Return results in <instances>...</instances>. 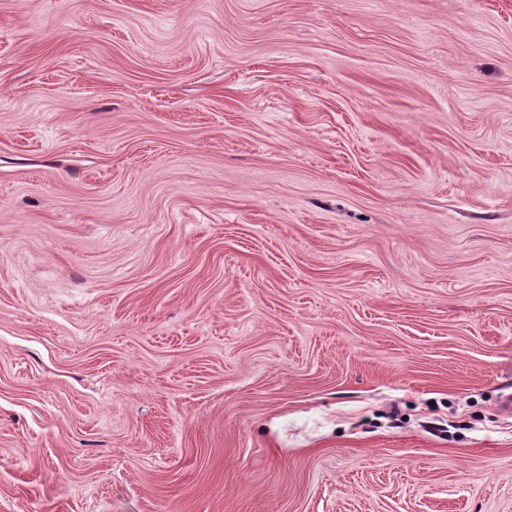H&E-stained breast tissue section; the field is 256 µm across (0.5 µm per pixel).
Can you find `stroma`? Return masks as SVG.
I'll use <instances>...</instances> for the list:
<instances>
[{"label":"stroma","instance_id":"obj_1","mask_svg":"<svg viewBox=\"0 0 512 512\" xmlns=\"http://www.w3.org/2000/svg\"><path fill=\"white\" fill-rule=\"evenodd\" d=\"M512 0H0V512H512Z\"/></svg>","mask_w":512,"mask_h":512}]
</instances>
